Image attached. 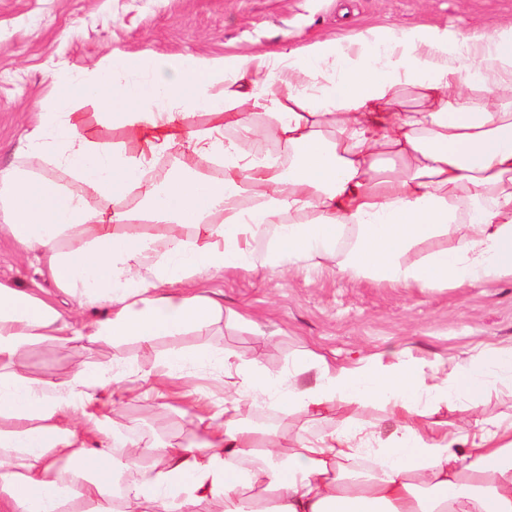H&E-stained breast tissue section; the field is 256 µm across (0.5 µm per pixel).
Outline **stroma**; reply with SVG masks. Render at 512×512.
<instances>
[{"mask_svg": "<svg viewBox=\"0 0 512 512\" xmlns=\"http://www.w3.org/2000/svg\"><path fill=\"white\" fill-rule=\"evenodd\" d=\"M511 21L512 0H0V164L12 159L35 114L53 111L54 75L92 78L115 50L209 60L268 54L276 75L284 69L277 53L316 41L358 33L371 41L419 26L489 34ZM0 281L44 289L61 308L77 309L4 236ZM199 288L241 313V320L202 337H164L150 348L133 340L85 349L37 346L27 363L55 377L108 359L147 372L170 349L205 343L279 376L307 349L342 363L371 355L390 361L409 351L450 367L485 345L512 346V276L480 287L405 288L341 275L331 265H302L207 277ZM257 410L274 413L283 448L337 421L332 412L317 421L302 413L286 418L271 402ZM113 417L135 439L186 442L202 433L194 414L176 408L159 414L151 395L123 399Z\"/></svg>", "mask_w": 512, "mask_h": 512, "instance_id": "35a3bbf8", "label": "stroma"}]
</instances>
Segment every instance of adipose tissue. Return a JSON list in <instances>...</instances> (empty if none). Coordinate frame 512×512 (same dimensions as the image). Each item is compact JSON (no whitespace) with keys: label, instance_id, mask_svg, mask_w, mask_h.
I'll list each match as a JSON object with an SVG mask.
<instances>
[{"label":"adipose tissue","instance_id":"obj_1","mask_svg":"<svg viewBox=\"0 0 512 512\" xmlns=\"http://www.w3.org/2000/svg\"><path fill=\"white\" fill-rule=\"evenodd\" d=\"M288 67L318 89L291 76L271 90L262 57L113 54L85 87L112 116L111 144L72 112L71 78L0 166V234L87 312L0 281V512H512V417L479 410L490 390H512V347L447 373L402 355L345 365L307 351L277 382L206 347L176 349L167 379L207 367L237 381L203 439L177 443L134 440L103 411L118 391L165 399L152 373L108 361L58 378L27 365L36 346L206 332L224 307L195 287L224 271L327 260L405 288L512 276V24L488 38L422 27L368 57L314 42ZM200 109L213 124L186 125ZM176 148L182 161L156 177ZM46 162L71 183L41 174ZM267 397L287 418L378 405L397 426L384 439L347 416L284 451L244 424ZM460 404L466 433L427 432L423 416ZM125 467L137 477L123 485Z\"/></svg>","mask_w":512,"mask_h":512}]
</instances>
